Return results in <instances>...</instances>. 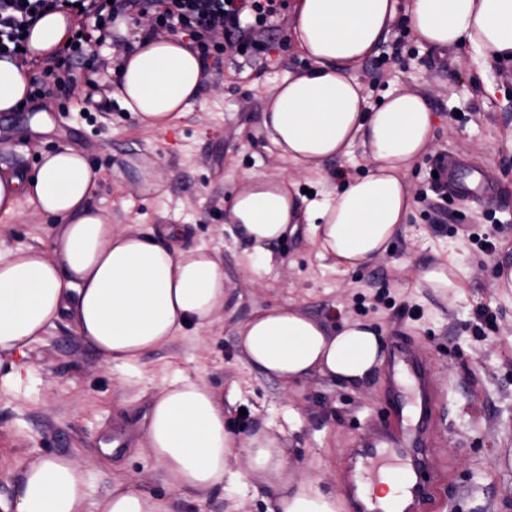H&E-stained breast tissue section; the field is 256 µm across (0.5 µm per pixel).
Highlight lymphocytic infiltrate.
<instances>
[{
	"label": "lymphocytic infiltrate",
	"instance_id": "1",
	"mask_svg": "<svg viewBox=\"0 0 512 512\" xmlns=\"http://www.w3.org/2000/svg\"><path fill=\"white\" fill-rule=\"evenodd\" d=\"M284 6V0H0V58L28 65L27 39L39 17L54 10L73 15L68 45L45 58L42 75L31 78L27 98L35 101L71 86L79 69L86 84L94 85L98 67L88 56L89 46L110 39L119 18L135 14L160 28L180 26L201 57L218 66L224 55L221 36L252 45Z\"/></svg>",
	"mask_w": 512,
	"mask_h": 512
}]
</instances>
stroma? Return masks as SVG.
Masks as SVG:
<instances>
[{"mask_svg":"<svg viewBox=\"0 0 512 512\" xmlns=\"http://www.w3.org/2000/svg\"><path fill=\"white\" fill-rule=\"evenodd\" d=\"M292 22V9H284L266 47L253 54L225 45L224 63L206 73L198 105L167 131L143 129L116 104L107 112L89 106V99L110 95L117 75L109 66L98 90L81 84L54 95V109L39 101L0 117V143L13 146L0 153V164L30 174L41 153L62 146L83 153L100 171L92 208L121 227H181L179 247L214 249L230 286L211 324L150 353L137 374L106 367L68 322L33 344L24 359L30 375L17 389L0 391L1 498H11L21 463L64 454L92 466V503L112 483L128 482L170 499L173 512H268V477L249 470L246 456L231 462L246 472L244 484L179 495L172 476L141 452L151 395L163 375L176 373L216 389L235 440L261 432L287 448L282 481L314 477L328 490L347 492L355 448L385 425L398 368L388 359L359 387L321 375L285 385L250 372L237 348L238 327L258 310L293 305L326 322L362 320L380 333L388 355L410 344L431 363L445 395L428 432L441 480L426 512H512V289L496 278L498 266L512 265V65L467 48L425 49L395 20L355 74L370 104L403 86L423 95L434 115L432 144L407 175L414 201L407 224L384 256L345 273L318 257L306 224H299L254 279L227 200L243 173L294 172L273 152L262 125L274 83L308 65L288 39ZM443 158L471 163L486 196L437 198L430 171ZM368 167L359 147L324 162L300 177L301 207L335 195L346 177ZM145 168L156 183L149 191L141 185ZM52 230L51 219L23 208L17 217H0V248L47 247ZM450 263L461 270L458 287L423 280V272ZM482 306L494 320L478 334L474 312ZM115 436L120 447L105 454Z\"/></svg>","mask_w":512,"mask_h":512,"instance_id":"35a3bbf8","label":"stroma"}]
</instances>
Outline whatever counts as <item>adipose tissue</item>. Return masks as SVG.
<instances>
[{
    "label": "adipose tissue",
    "instance_id": "obj_1",
    "mask_svg": "<svg viewBox=\"0 0 512 512\" xmlns=\"http://www.w3.org/2000/svg\"><path fill=\"white\" fill-rule=\"evenodd\" d=\"M400 17L421 46L469 47L512 64V0H294L290 38L311 64L276 84L263 125L296 173H246L229 199L232 221L251 245L250 260L271 261L304 218L318 256L347 272L384 255L406 224L413 203L406 176L432 142V114L426 99L408 89L390 90L380 106H369L354 74ZM71 24L62 12L44 16L28 40L32 55L56 50ZM123 60L113 96L144 129L167 130L195 105L205 73L180 36L139 31ZM29 81L27 68L0 59V112L15 111ZM357 146L369 155L370 169L335 196L301 209L297 176ZM98 180V169L69 147L42 153L29 176L0 166V216L18 215L26 205L55 223L47 249L0 251V390L21 384L17 357L56 321L70 320L105 365L137 371L186 325H209L225 307L228 285L215 252L171 246L179 234L173 227L155 234L112 224L88 205ZM237 343L248 368L285 383L318 373L355 385L383 362L382 338L368 323L328 326L294 306L258 312L239 326ZM141 449L173 476L179 492L203 495L241 483L243 473L229 463L242 453L253 470L271 476L269 512H345L344 500L317 480L281 482L287 457L276 440L256 434L237 445L223 403L198 377L158 382ZM89 480L69 456L36 459L20 467L13 497L0 499V512H86ZM96 512L172 509L169 499L115 483Z\"/></svg>",
    "mask_w": 512,
    "mask_h": 512
}]
</instances>
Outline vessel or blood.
<instances>
[{
    "label": "vessel or blood",
    "mask_w": 512,
    "mask_h": 512,
    "mask_svg": "<svg viewBox=\"0 0 512 512\" xmlns=\"http://www.w3.org/2000/svg\"><path fill=\"white\" fill-rule=\"evenodd\" d=\"M450 195L462 200L482 197L484 189L460 174L453 165L439 172ZM394 362L400 368L395 382L394 396L388 406V424L377 443L363 453L364 478L380 482L389 477L398 483L405 495L404 501L379 502L376 497L357 500L356 512H421L434 497L439 480L432 470L425 447L424 435L443 395L434 385L429 369L406 347H399ZM413 390L419 399V410L412 419H405V390Z\"/></svg>",
    "instance_id": "1"
}]
</instances>
